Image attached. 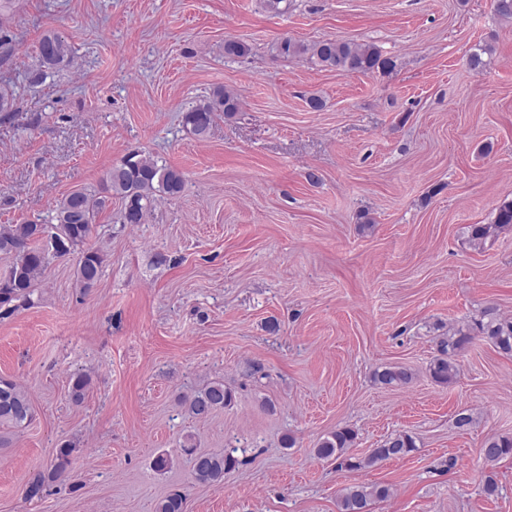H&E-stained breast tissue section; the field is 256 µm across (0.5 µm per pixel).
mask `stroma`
Returning a JSON list of instances; mask_svg holds the SVG:
<instances>
[{"mask_svg": "<svg viewBox=\"0 0 512 512\" xmlns=\"http://www.w3.org/2000/svg\"><path fill=\"white\" fill-rule=\"evenodd\" d=\"M6 18L0 85L16 100L0 113V225L50 221L134 151L186 183L145 223H123L117 199L99 215L89 292L74 259H55L33 305L0 318V376L34 411L0 449V512H155L174 490L187 512H339L354 484L390 487L373 512H512V459L489 496L481 455L512 434V356L477 338L452 383L428 371L449 325L512 317V228L469 241L512 199V22L494 0H288L279 14L263 0H14ZM50 34L73 60L37 83ZM282 37L372 43L392 65L326 70L274 56ZM229 39L250 54L225 57ZM480 45L493 52L477 73ZM219 87L241 110L197 138L182 115ZM394 365L412 382L377 385ZM78 373L90 385L77 403ZM214 380L232 405L189 416L180 397ZM345 426L357 457L399 433L417 448L359 470L318 458ZM65 443L68 476L27 499ZM187 443L238 449L239 463L194 482Z\"/></svg>", "mask_w": 512, "mask_h": 512, "instance_id": "stroma-1", "label": "stroma"}]
</instances>
